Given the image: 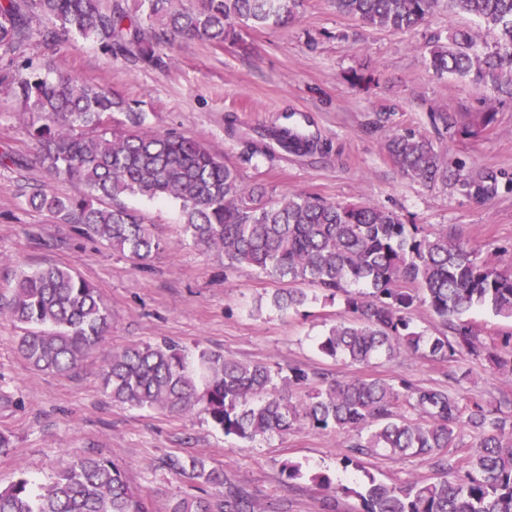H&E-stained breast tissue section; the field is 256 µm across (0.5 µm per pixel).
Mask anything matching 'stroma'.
<instances>
[{"mask_svg": "<svg viewBox=\"0 0 512 512\" xmlns=\"http://www.w3.org/2000/svg\"><path fill=\"white\" fill-rule=\"evenodd\" d=\"M423 30L393 32L366 27L337 14L331 0H306L284 29H247L237 44L214 47L189 38L160 47L161 65L112 59L91 39H76L60 70L121 96L144 117L145 130L199 140L234 166L249 186L275 200L306 191L330 202L366 203L433 231L447 228L481 257L512 260V101L496 106L493 123L461 138L435 122L455 112L479 123L489 91L478 84L428 70ZM372 74L369 88L351 85V72ZM389 114L379 126V114ZM303 121L321 151L307 155L252 152L256 132L282 127L287 116ZM234 117L239 136L228 135ZM27 114L0 96V152L23 161L0 168V295L8 294L18 267L56 264L87 280L112 311V329L77 371L65 376L34 372L18 355L21 328L0 316V389L13 402L0 405V432L12 445L0 453V485L18 472L44 483L82 455L123 465L154 512L195 494L192 483L164 467L171 455H198L243 486L272 512H324L325 493L310 481L325 473L337 484L359 487L368 479L387 484L436 480L421 457L363 456L342 464L346 435L300 427L253 442L224 435L202 412L176 416L113 404L96 375L113 348L165 341L188 356L224 352L235 360L322 372L331 379L403 377L439 382L465 398L494 401L507 378L489 363L461 359L440 364L421 355L351 365L323 356L316 341L347 319L344 296L326 299L315 290L299 308L281 311L270 299L285 281L231 268L222 254L193 245L180 228L172 201L125 197V205L156 225L166 245L137 268L112 249L81 235L77 225L31 209L23 187L69 197L82 184L49 175L26 132ZM425 135L450 169L492 175L494 190L478 196L456 182L423 185L401 172L386 144L393 126ZM301 464L304 478L287 481L285 460Z\"/></svg>", "mask_w": 512, "mask_h": 512, "instance_id": "stroma-1", "label": "stroma"}]
</instances>
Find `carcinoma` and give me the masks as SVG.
Here are the masks:
<instances>
[{
    "label": "carcinoma",
    "mask_w": 512,
    "mask_h": 512,
    "mask_svg": "<svg viewBox=\"0 0 512 512\" xmlns=\"http://www.w3.org/2000/svg\"><path fill=\"white\" fill-rule=\"evenodd\" d=\"M440 0H331L336 12L363 25L409 32L428 24ZM472 16L478 29L425 35L424 57L437 75L450 74L512 97V0H448ZM304 8V0H140L142 17L110 0H0V92L29 112L26 132L39 146L46 171L82 183L87 193L60 197L42 188L25 194L33 209L47 211L144 266L163 250L156 226L121 203L125 195L180 205L186 239L224 254L232 268L249 267L286 279L274 293L282 311L309 300L308 288L342 294L350 319L319 338V352L335 361L367 365L385 356L422 353L441 362L489 358L507 372L512 351L489 350L481 330L465 315L485 307L512 318V273L482 259L448 228L425 232L394 212L369 204L341 205L297 191L271 201L247 186L201 142L143 129L144 118L102 86L80 83L55 70V61L80 37L97 41L111 57L161 63L158 45L187 35L222 47L239 39L236 27L277 28ZM127 112L128 125L112 128ZM447 129L469 136L473 126L442 112ZM265 137L291 154L314 149L297 128H272ZM388 152L401 171L422 184L452 178L484 188L480 173L462 175L432 142L411 128H396ZM425 305L441 329L427 336L411 313ZM0 314L25 326L18 352L38 372L67 374L98 347L111 327L107 305L75 271L50 265L22 269ZM319 372L292 368L285 377L266 363H243L201 350L188 358L175 344L127 345L98 371L99 385L116 405L185 414L202 408L226 435L254 441L305 425L351 436L344 466L369 452L391 458L425 457L442 475L460 455L453 481L385 484L369 478L362 490L339 487L318 473L311 481L327 492L328 512L339 496L357 497L359 512H512V395L499 402H467L439 385L405 378L333 379L310 385ZM307 390L305 397L296 395ZM477 444L468 448L463 433ZM164 466L192 483L222 484L224 498L186 496L168 512H253L248 492L198 457L169 456ZM0 512H150L149 500L114 461L92 455L41 486L20 476L0 487Z\"/></svg>",
    "instance_id": "carcinoma-1"
}]
</instances>
